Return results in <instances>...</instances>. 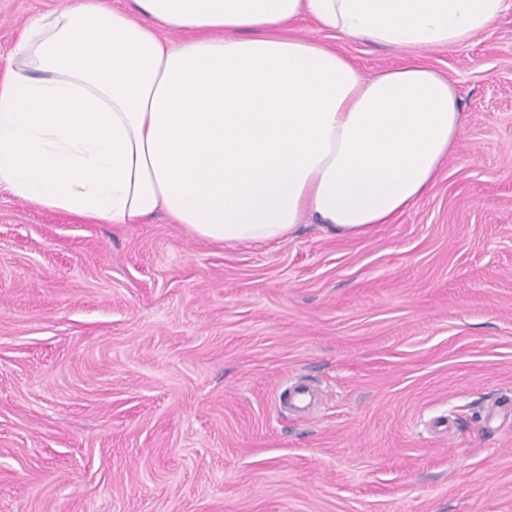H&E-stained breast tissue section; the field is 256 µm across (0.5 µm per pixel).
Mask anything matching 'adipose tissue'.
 <instances>
[{
  "mask_svg": "<svg viewBox=\"0 0 512 512\" xmlns=\"http://www.w3.org/2000/svg\"><path fill=\"white\" fill-rule=\"evenodd\" d=\"M505 3L67 0L25 24L0 72V189L87 224L161 211L215 245L282 241L310 218L371 235L436 183L459 98L419 60L365 77L293 27L455 48Z\"/></svg>",
  "mask_w": 512,
  "mask_h": 512,
  "instance_id": "adipose-tissue-1",
  "label": "adipose tissue"
}]
</instances>
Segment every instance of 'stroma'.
<instances>
[{
	"mask_svg": "<svg viewBox=\"0 0 512 512\" xmlns=\"http://www.w3.org/2000/svg\"><path fill=\"white\" fill-rule=\"evenodd\" d=\"M64 0H0V68ZM365 76L412 54L303 20ZM463 133L372 235L231 247L0 189V512H512V8L418 50Z\"/></svg>",
	"mask_w": 512,
	"mask_h": 512,
	"instance_id": "stroma-1",
	"label": "stroma"
}]
</instances>
